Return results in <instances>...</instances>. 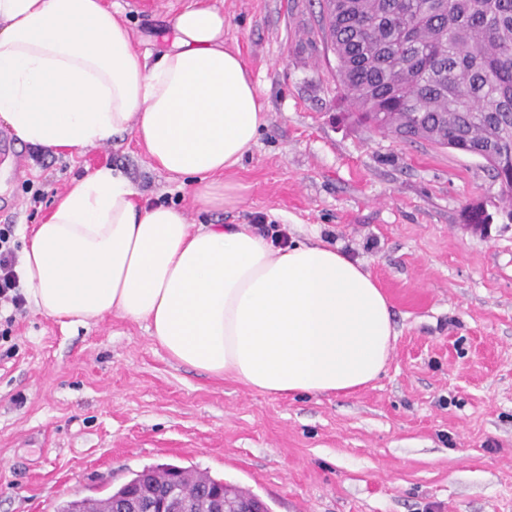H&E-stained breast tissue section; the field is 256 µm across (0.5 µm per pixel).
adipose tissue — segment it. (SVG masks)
Returning a JSON list of instances; mask_svg holds the SVG:
<instances>
[{
    "mask_svg": "<svg viewBox=\"0 0 512 512\" xmlns=\"http://www.w3.org/2000/svg\"><path fill=\"white\" fill-rule=\"evenodd\" d=\"M171 31L152 58L104 0H0V123L55 154L133 135L188 179L199 210L223 211L224 174L255 145L263 105L223 12L190 0ZM22 240L36 313L67 326L117 313L176 363L265 395L350 394L389 358L388 299L338 246L189 223L109 166L73 180Z\"/></svg>",
    "mask_w": 512,
    "mask_h": 512,
    "instance_id": "obj_1",
    "label": "adipose tissue"
}]
</instances>
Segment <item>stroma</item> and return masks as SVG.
<instances>
[{"instance_id": "obj_1", "label": "stroma", "mask_w": 512, "mask_h": 512, "mask_svg": "<svg viewBox=\"0 0 512 512\" xmlns=\"http://www.w3.org/2000/svg\"><path fill=\"white\" fill-rule=\"evenodd\" d=\"M158 51L189 0H111ZM260 92L266 124L203 213L133 137L41 154L0 125V225L42 223L72 179L109 165L192 224L317 232L363 261L396 339L352 395L270 396L180 365L118 314L65 326L0 308V512H56L144 467L224 479L270 512H512V224L462 223L500 186L476 157L355 121L319 0H207Z\"/></svg>"}]
</instances>
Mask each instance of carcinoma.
Listing matches in <instances>:
<instances>
[{"mask_svg": "<svg viewBox=\"0 0 512 512\" xmlns=\"http://www.w3.org/2000/svg\"><path fill=\"white\" fill-rule=\"evenodd\" d=\"M323 19L357 121L481 155L512 186V0H323ZM497 218L512 223V209L463 211L465 224ZM154 475L175 476L179 496L224 487L208 473L148 466L107 496L66 500L57 512H119Z\"/></svg>", "mask_w": 512, "mask_h": 512, "instance_id": "obj_1", "label": "carcinoma"}]
</instances>
